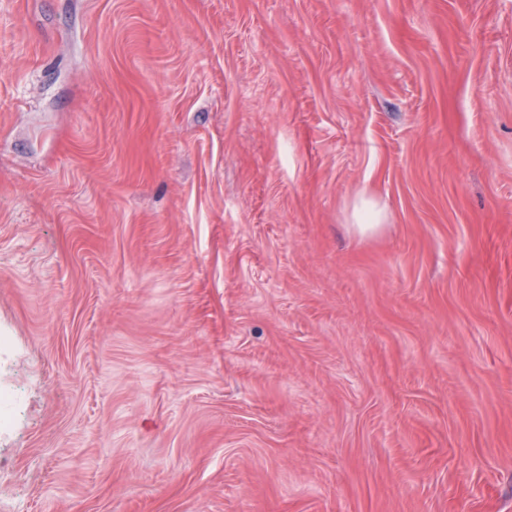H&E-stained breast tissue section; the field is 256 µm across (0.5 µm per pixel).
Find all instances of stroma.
Segmentation results:
<instances>
[{
    "label": "stroma",
    "mask_w": 512,
    "mask_h": 512,
    "mask_svg": "<svg viewBox=\"0 0 512 512\" xmlns=\"http://www.w3.org/2000/svg\"><path fill=\"white\" fill-rule=\"evenodd\" d=\"M0 392V512H512V0H0ZM384 215L377 203L364 192L353 208V224H357L362 232L374 229L383 224Z\"/></svg>",
    "instance_id": "35a3bbf8"
}]
</instances>
